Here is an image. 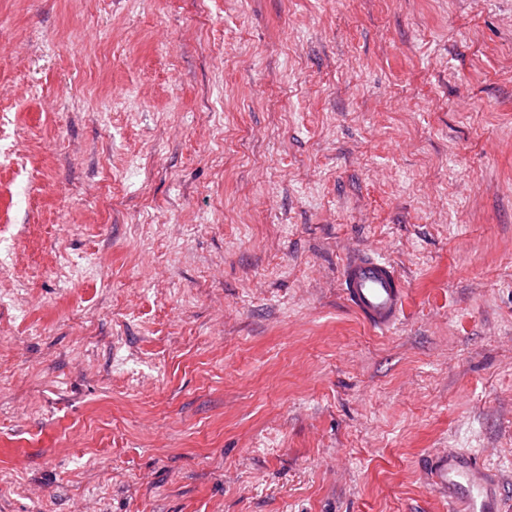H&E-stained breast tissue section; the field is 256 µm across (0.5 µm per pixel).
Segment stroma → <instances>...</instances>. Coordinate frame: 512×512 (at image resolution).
<instances>
[{"label": "stroma", "instance_id": "1", "mask_svg": "<svg viewBox=\"0 0 512 512\" xmlns=\"http://www.w3.org/2000/svg\"><path fill=\"white\" fill-rule=\"evenodd\" d=\"M1 278L0 512H512V0H0ZM342 287L350 307L374 328L391 329L401 321L407 288L389 261L355 252L344 263ZM429 479L441 494L448 495L451 512H502L495 471L470 455L445 451L429 465Z\"/></svg>", "mask_w": 512, "mask_h": 512}]
</instances>
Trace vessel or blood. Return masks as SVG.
<instances>
[{"mask_svg":"<svg viewBox=\"0 0 512 512\" xmlns=\"http://www.w3.org/2000/svg\"><path fill=\"white\" fill-rule=\"evenodd\" d=\"M342 287L350 307L374 328L390 329L400 322L407 288L389 261L367 251L355 252L344 263ZM429 479L447 495L450 512H503L494 470L469 455L452 451L435 455Z\"/></svg>","mask_w":512,"mask_h":512,"instance_id":"1","label":"vessel or blood"}]
</instances>
